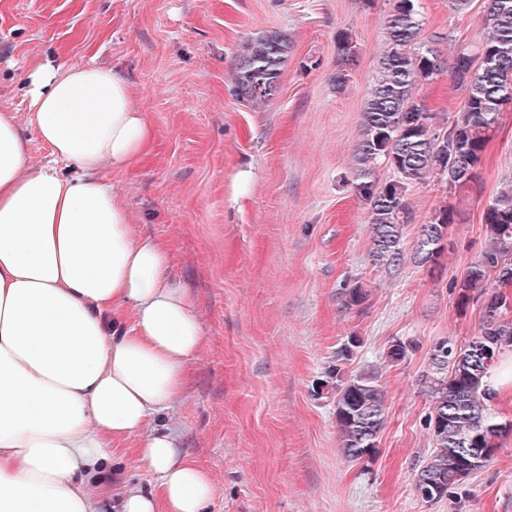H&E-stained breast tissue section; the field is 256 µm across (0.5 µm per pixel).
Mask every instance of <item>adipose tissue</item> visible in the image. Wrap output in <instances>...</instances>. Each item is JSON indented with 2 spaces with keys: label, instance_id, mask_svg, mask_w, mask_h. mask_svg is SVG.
Listing matches in <instances>:
<instances>
[{
  "label": "adipose tissue",
  "instance_id": "obj_1",
  "mask_svg": "<svg viewBox=\"0 0 512 512\" xmlns=\"http://www.w3.org/2000/svg\"><path fill=\"white\" fill-rule=\"evenodd\" d=\"M27 95L31 125L76 172L25 173L26 142L0 113V512H204L210 475L175 431L143 430L182 394L202 326L166 276V245L134 238L96 176L145 154L154 130L109 68L48 62ZM130 441L151 488L91 494L99 462Z\"/></svg>",
  "mask_w": 512,
  "mask_h": 512
}]
</instances>
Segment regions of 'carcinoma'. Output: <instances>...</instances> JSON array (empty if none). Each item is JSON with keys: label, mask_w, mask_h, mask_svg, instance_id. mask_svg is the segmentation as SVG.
I'll return each instance as SVG.
<instances>
[{"label": "carcinoma", "mask_w": 512, "mask_h": 512, "mask_svg": "<svg viewBox=\"0 0 512 512\" xmlns=\"http://www.w3.org/2000/svg\"><path fill=\"white\" fill-rule=\"evenodd\" d=\"M425 18L418 0H394L386 20L387 42L363 109L356 147L353 188L367 203L374 264L395 266L403 258L402 230L408 222L405 200L410 186L428 178L457 190L474 178L487 143L499 125L507 77L512 76V0H486L484 40L474 51L461 48L453 63L442 58V37L425 40ZM286 35L264 33L246 39L238 52L236 85L250 101H264L276 92L280 67L288 57ZM337 54L345 65L337 86L347 81L346 67L357 57L356 43L347 35L337 40ZM450 72L464 95L454 117L437 122L419 85ZM383 161L393 170L384 185L373 180L374 165ZM450 224L442 209L422 225L413 253L422 267L437 264L443 252L442 232ZM488 243L465 277L452 282L458 303L466 306L471 292L489 278L512 288V186L501 190L485 210ZM512 296L493 292L484 301L481 332L466 346L447 338L430 353L431 372L422 381L431 398L426 425L434 441L433 453L414 476L417 494L426 502L448 496L449 490L476 474L491 460L496 438L512 432V422H500L490 412L495 398L488 379L498 356L512 350ZM336 393V423L343 455L360 460L375 451L385 421L384 397L375 377L363 373L344 376L339 365L318 381L316 392Z\"/></svg>", "instance_id": "1"}]
</instances>
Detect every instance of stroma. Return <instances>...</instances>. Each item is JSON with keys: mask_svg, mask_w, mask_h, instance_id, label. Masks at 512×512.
<instances>
[{"mask_svg": "<svg viewBox=\"0 0 512 512\" xmlns=\"http://www.w3.org/2000/svg\"><path fill=\"white\" fill-rule=\"evenodd\" d=\"M485 2L457 12L448 0H420L424 36L441 37L447 59L478 46ZM389 9L390 0H0V113L22 130L28 171L54 162L28 122L25 84L48 60L115 69L155 131L148 156L99 176L135 237L168 244V275L190 289L202 323L181 399L144 429L170 426L210 474L215 494L204 512H512V434L450 496L426 502L413 485L434 448L421 384L430 350L480 332L482 301L460 307L451 283L481 256L484 208L512 183V108L466 187L409 188L403 259L375 265L367 204L351 182ZM272 31L291 50L278 93L256 106L236 91V55L246 38ZM342 33L357 58L340 88ZM417 95L442 118L463 106L446 73ZM443 208L445 250L436 267L418 266L421 226ZM355 287L364 299L345 309ZM352 336L360 343L344 371L373 374L385 407L375 453L355 462L340 451L332 395L313 392ZM398 340L411 349L393 363L387 351ZM103 473L116 490L152 481L131 442Z\"/></svg>", "mask_w": 512, "mask_h": 512, "instance_id": "obj_1", "label": "stroma"}]
</instances>
